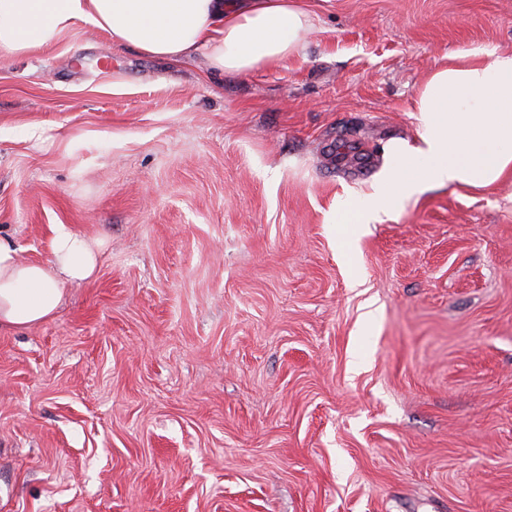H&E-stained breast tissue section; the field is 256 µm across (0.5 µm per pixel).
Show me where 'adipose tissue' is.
Listing matches in <instances>:
<instances>
[{"instance_id":"1","label":"adipose tissue","mask_w":512,"mask_h":512,"mask_svg":"<svg viewBox=\"0 0 512 512\" xmlns=\"http://www.w3.org/2000/svg\"><path fill=\"white\" fill-rule=\"evenodd\" d=\"M177 62L207 49L212 66L246 74L296 54L313 27L296 0H0V58L53 44L78 25ZM417 137L395 140L370 193L339 207L370 224L425 192L487 189L512 179V53L449 62L414 98ZM101 241L55 225L48 263L22 261L0 237V329L48 320L66 283L93 277Z\"/></svg>"}]
</instances>
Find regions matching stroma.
<instances>
[{
    "label": "stroma",
    "instance_id": "35a3bbf8",
    "mask_svg": "<svg viewBox=\"0 0 512 512\" xmlns=\"http://www.w3.org/2000/svg\"><path fill=\"white\" fill-rule=\"evenodd\" d=\"M299 2L246 75L84 27L0 59V236L104 242L0 330V512H512V180L336 210L512 0Z\"/></svg>",
    "mask_w": 512,
    "mask_h": 512
}]
</instances>
